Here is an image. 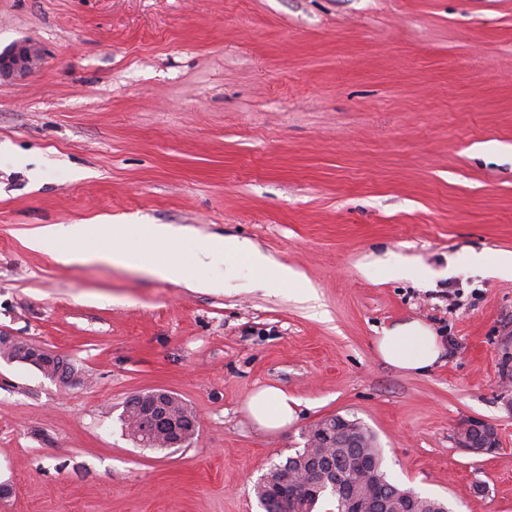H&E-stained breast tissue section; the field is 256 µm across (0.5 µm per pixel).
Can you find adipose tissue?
Listing matches in <instances>:
<instances>
[{
  "label": "adipose tissue",
  "mask_w": 512,
  "mask_h": 512,
  "mask_svg": "<svg viewBox=\"0 0 512 512\" xmlns=\"http://www.w3.org/2000/svg\"><path fill=\"white\" fill-rule=\"evenodd\" d=\"M183 235V229L169 224H116L112 227L111 246L99 247L88 243L87 225L46 224L29 233L27 245L32 250L49 253L64 262L87 259L115 264L127 262V242L141 239L159 246L176 242ZM223 249L245 259L255 269L260 281L288 285L302 293L309 290L297 271L272 261L249 241L205 237L196 243V250L201 254ZM375 348L387 364L418 374L434 366L443 353V346L433 330L417 320L383 330L381 336L375 339ZM247 410L251 419L264 429L286 427L296 417L291 398L283 390L272 386L256 390L247 401Z\"/></svg>",
  "instance_id": "adipose-tissue-1"
}]
</instances>
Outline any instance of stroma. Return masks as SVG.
Listing matches in <instances>:
<instances>
[{"instance_id": "35a3bbf8", "label": "stroma", "mask_w": 512, "mask_h": 512, "mask_svg": "<svg viewBox=\"0 0 512 512\" xmlns=\"http://www.w3.org/2000/svg\"><path fill=\"white\" fill-rule=\"evenodd\" d=\"M43 63L0 87V335L68 360L61 383L0 358L9 512H263L255 488L324 417L375 434L389 479L450 512H512V0H0V51ZM45 224H173L193 290L26 245ZM250 240L314 299L262 286L196 236ZM485 254L487 266L465 253ZM435 272L432 285L403 277ZM419 320L422 374L377 354ZM273 385L296 419L244 411ZM165 389L194 438L133 442L134 395ZM500 446L457 445L465 422ZM375 348L387 364L418 374L434 366L444 350L433 330L417 320L383 329ZM458 445L465 451L475 454L491 452L498 445L495 427L483 420H470L460 432Z\"/></svg>"}]
</instances>
